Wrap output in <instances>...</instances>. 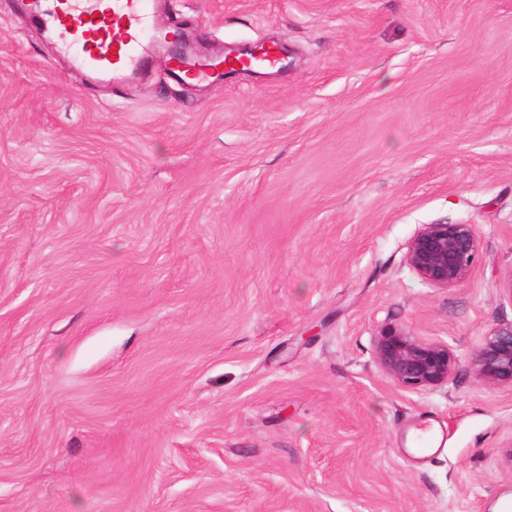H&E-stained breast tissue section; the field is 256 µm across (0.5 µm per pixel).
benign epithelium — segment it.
Segmentation results:
<instances>
[{"mask_svg":"<svg viewBox=\"0 0 512 512\" xmlns=\"http://www.w3.org/2000/svg\"><path fill=\"white\" fill-rule=\"evenodd\" d=\"M174 60L186 57L183 33L154 39ZM479 238L472 224H425L411 238L407 264L425 283L450 288L464 282L478 258ZM374 360L381 373L407 390H428L448 384L457 358L448 345L402 329H383L374 339ZM476 375L492 384L512 386V323L484 336L473 362Z\"/></svg>","mask_w":512,"mask_h":512,"instance_id":"benign-epithelium-1","label":"benign epithelium"}]
</instances>
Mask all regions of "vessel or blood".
I'll return each mask as SVG.
<instances>
[{"label":"vessel or blood","instance_id":"obj_1","mask_svg":"<svg viewBox=\"0 0 512 512\" xmlns=\"http://www.w3.org/2000/svg\"><path fill=\"white\" fill-rule=\"evenodd\" d=\"M152 0H50L36 19L63 43L77 46L79 64L95 74H120L142 63L140 39Z\"/></svg>","mask_w":512,"mask_h":512}]
</instances>
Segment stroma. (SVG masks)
<instances>
[{"label":"stroma","mask_w":512,"mask_h":512,"mask_svg":"<svg viewBox=\"0 0 512 512\" xmlns=\"http://www.w3.org/2000/svg\"><path fill=\"white\" fill-rule=\"evenodd\" d=\"M205 61L96 79L0 0V512H512V0H156ZM471 224L468 278L406 262ZM448 344L386 379L382 326ZM479 249L474 225L426 224L409 241L406 258L425 283L450 288L468 278ZM472 365L480 379L512 386V323L495 327L484 336ZM374 360L394 384L416 391L447 385L457 366L448 344L402 329H383L375 336Z\"/></svg>","instance_id":"1"}]
</instances>
